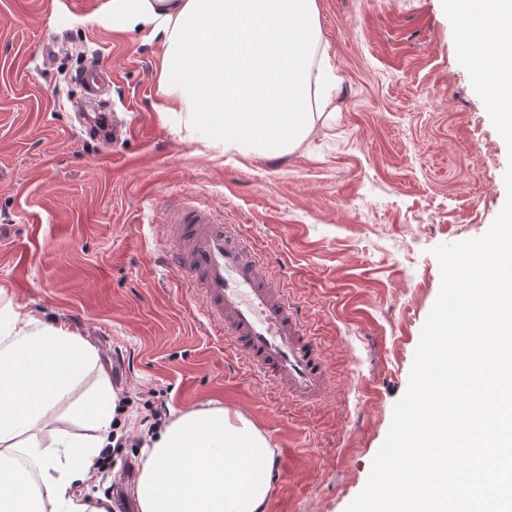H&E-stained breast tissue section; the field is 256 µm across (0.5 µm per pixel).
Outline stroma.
<instances>
[{
  "label": "stroma",
  "mask_w": 512,
  "mask_h": 512,
  "mask_svg": "<svg viewBox=\"0 0 512 512\" xmlns=\"http://www.w3.org/2000/svg\"><path fill=\"white\" fill-rule=\"evenodd\" d=\"M107 0H0V287L97 351L137 430L149 390L168 416L214 403L269 440L265 512H346L408 388L441 288L435 247L484 235L506 201L512 148L459 63L442 0H317L334 109L284 156L190 140L157 112L161 48L101 23ZM115 74L133 134L109 154L71 108L81 51ZM189 202L240 225L317 336L326 393L304 404L249 371L168 262L167 220ZM132 448L80 490L105 497Z\"/></svg>",
  "instance_id": "obj_1"
}]
</instances>
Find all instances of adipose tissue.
I'll list each match as a JSON object with an SVG mask.
<instances>
[{"mask_svg":"<svg viewBox=\"0 0 512 512\" xmlns=\"http://www.w3.org/2000/svg\"><path fill=\"white\" fill-rule=\"evenodd\" d=\"M112 28L163 49L159 111L243 155L295 150L331 103L317 0H112ZM91 391L72 393L87 374ZM68 401L75 433L37 429ZM117 394L93 346L65 324L0 308V512H105L76 490L111 444ZM37 460L30 485L20 456ZM274 450L241 413L175 416L142 446L140 512H264Z\"/></svg>","mask_w":512,"mask_h":512,"instance_id":"ef3b65f1","label":"adipose tissue"}]
</instances>
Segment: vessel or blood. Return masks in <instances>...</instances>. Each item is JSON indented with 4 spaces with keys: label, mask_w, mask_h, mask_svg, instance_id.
Segmentation results:
<instances>
[{
    "label": "vessel or blood",
    "mask_w": 512,
    "mask_h": 512,
    "mask_svg": "<svg viewBox=\"0 0 512 512\" xmlns=\"http://www.w3.org/2000/svg\"><path fill=\"white\" fill-rule=\"evenodd\" d=\"M172 218L181 245L170 262L199 286L204 318L217 323L237 355L289 397L317 400L329 381L321 347L235 225L217 223L200 206L180 207Z\"/></svg>",
    "instance_id": "vessel-or-blood-1"
}]
</instances>
